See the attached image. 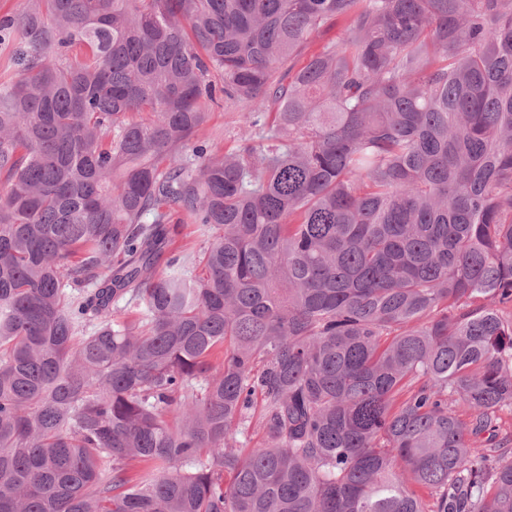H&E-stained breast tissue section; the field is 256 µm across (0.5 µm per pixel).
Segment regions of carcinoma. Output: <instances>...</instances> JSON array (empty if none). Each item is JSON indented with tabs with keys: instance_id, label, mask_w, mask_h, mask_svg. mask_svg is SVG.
<instances>
[{
	"instance_id": "obj_1",
	"label": "carcinoma",
	"mask_w": 512,
	"mask_h": 512,
	"mask_svg": "<svg viewBox=\"0 0 512 512\" xmlns=\"http://www.w3.org/2000/svg\"><path fill=\"white\" fill-rule=\"evenodd\" d=\"M29 2L0 512H512V0ZM211 79L216 84L217 102L207 103L209 116L198 138L208 141L214 150L222 153L238 143L244 130L255 132L251 127L253 113L247 104L224 101V94L219 91L223 82L220 73L214 72Z\"/></svg>"
}]
</instances>
